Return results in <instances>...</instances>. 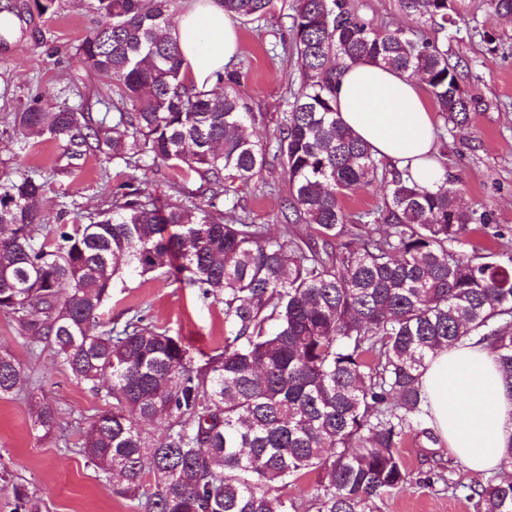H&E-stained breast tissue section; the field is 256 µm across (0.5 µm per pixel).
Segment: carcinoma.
<instances>
[{"mask_svg": "<svg viewBox=\"0 0 512 512\" xmlns=\"http://www.w3.org/2000/svg\"><path fill=\"white\" fill-rule=\"evenodd\" d=\"M173 2L90 0L99 22L77 54L112 83V111L95 118L35 98L0 121L22 133V151L53 140L71 158L188 168L203 180V201L162 200L133 176L111 208L70 226L67 207H37L41 172L1 173L0 311L112 401L89 421L80 452L139 512H295L286 489L308 474L315 512H370L373 498L410 482L399 448L427 435L419 379L429 355L477 336L512 393V257L450 249L474 231L452 176L428 186L384 168L338 118L336 77L362 62L417 74L454 125L468 122L474 99L434 43L377 31L348 0H297L300 84L275 139L285 235L272 238L235 216L239 187L261 177L267 155L245 134L255 115L240 74L187 85L168 29ZM271 2L220 0L224 14L249 21ZM403 7L442 28L452 10L451 0ZM379 181L383 205L348 223L341 198ZM300 223L316 238L296 235ZM165 266L203 295L224 296V346L200 365L180 337L140 317L101 319L126 273ZM20 375L1 352L0 396ZM156 418L159 438L146 428ZM33 424L50 434L56 408L35 401ZM473 495L477 512H512L511 479Z\"/></svg>", "mask_w": 512, "mask_h": 512, "instance_id": "1", "label": "carcinoma"}]
</instances>
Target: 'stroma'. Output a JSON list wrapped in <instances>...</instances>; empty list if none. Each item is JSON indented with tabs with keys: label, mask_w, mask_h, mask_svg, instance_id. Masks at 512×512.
<instances>
[{
	"label": "stroma",
	"mask_w": 512,
	"mask_h": 512,
	"mask_svg": "<svg viewBox=\"0 0 512 512\" xmlns=\"http://www.w3.org/2000/svg\"><path fill=\"white\" fill-rule=\"evenodd\" d=\"M356 12L377 30L403 28L428 38L444 50L459 74L461 89L476 101L470 121L448 125L434 120L444 137L442 163L454 176L457 201L465 210L489 219L493 240L477 234L472 244L491 243L501 259L512 257V18L498 15L489 0H452L454 22L439 28L429 17L406 11L401 0H350ZM296 0H273L261 20L232 19L237 34L236 68L240 90L257 120L247 131L259 144L274 143L282 113L299 86L292 42ZM0 15L10 17L15 34L0 45V116L27 104L34 95L48 103L67 101L86 111H104L112 99L107 78L89 73L76 48L96 26L87 0H60L55 13L38 14L32 0H0ZM498 37L496 45L480 34ZM17 136L0 132V172L19 168L42 171L49 181L39 201L45 211L75 202L87 215L110 206L112 189L137 176L156 196L178 200L180 191L198 189L197 174L181 176L165 163L132 170L102 155L67 158L53 142H42L17 158ZM287 182L276 157H268L259 180L238 191L240 215L265 225L270 236L283 234L275 217ZM472 244L463 245L470 252ZM105 318L143 317L146 323L180 337L193 354L210 353L224 344V300L202 296L163 271L125 275L104 310ZM13 356L23 381L15 394L0 397V512H14V488L34 493L38 512H137L135 501L116 495L111 482L87 466L79 453L82 430L104 408V401L74 381L51 349L31 351L12 319L0 312V352ZM56 407L60 427L50 435L35 429L31 398ZM412 481L372 503L373 512H475L471 490L486 476L470 472L443 443L426 439L400 450Z\"/></svg>",
	"instance_id": "35a3bbf8"
}]
</instances>
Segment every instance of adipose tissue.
Here are the masks:
<instances>
[{"mask_svg": "<svg viewBox=\"0 0 512 512\" xmlns=\"http://www.w3.org/2000/svg\"><path fill=\"white\" fill-rule=\"evenodd\" d=\"M172 34L188 81L199 90L208 88L237 52L236 33L218 0H197ZM336 110L374 157L418 181L443 179L435 159L433 108L415 78L369 62L352 66L338 78ZM420 389L423 408L449 454L473 472L500 471L512 443V394L490 349L469 337L431 355Z\"/></svg>", "mask_w": 512, "mask_h": 512, "instance_id": "1", "label": "adipose tissue"}]
</instances>
